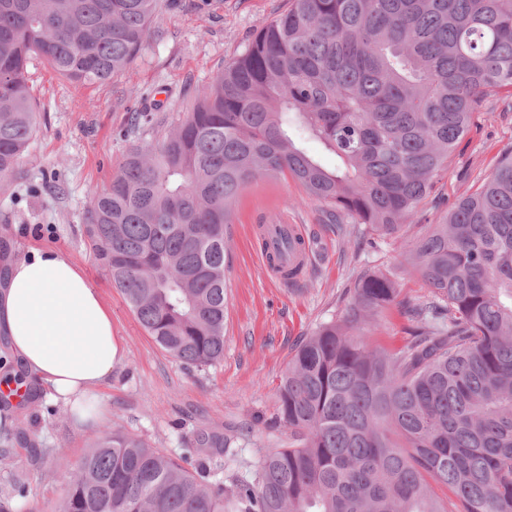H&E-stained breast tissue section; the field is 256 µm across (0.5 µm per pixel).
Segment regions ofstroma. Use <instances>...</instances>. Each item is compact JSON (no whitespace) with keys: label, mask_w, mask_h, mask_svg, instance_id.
<instances>
[{"label":"stroma","mask_w":512,"mask_h":512,"mask_svg":"<svg viewBox=\"0 0 512 512\" xmlns=\"http://www.w3.org/2000/svg\"><path fill=\"white\" fill-rule=\"evenodd\" d=\"M162 2L143 50L109 82H71L39 58L28 67L41 128L22 176L0 189V255L53 248L73 258L112 312L122 359L101 391L102 423L78 424L43 389L18 405L0 401V500H8L10 512H57L78 462L109 426L175 459L198 432L224 435L235 455H214V463L225 471L254 470L267 451L288 445L276 389L293 349L321 322L342 315L360 270L398 272L402 298L430 297L404 274V257L393 240L377 236L371 247L357 251L354 236L328 223L323 206L311 202L300 183L288 175H266L242 190L225 227L223 359L206 367L186 365L144 330L87 243L88 196L110 187L131 148L154 141V133H133L137 113L177 120L198 88L290 5ZM510 151L512 97L498 93L475 113L470 133L416 223H441L452 203ZM260 224L304 225L311 256L301 281L285 284L267 270L256 237ZM18 478L26 483L22 497L13 493Z\"/></svg>","instance_id":"stroma-1"}]
</instances>
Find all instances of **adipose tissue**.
Returning <instances> with one entry per match:
<instances>
[{"label":"adipose tissue","mask_w":512,"mask_h":512,"mask_svg":"<svg viewBox=\"0 0 512 512\" xmlns=\"http://www.w3.org/2000/svg\"><path fill=\"white\" fill-rule=\"evenodd\" d=\"M0 334L26 378L80 422H98L94 403L122 354L112 314L77 263L55 249L14 259L0 282Z\"/></svg>","instance_id":"1"}]
</instances>
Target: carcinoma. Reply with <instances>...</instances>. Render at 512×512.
Here are the masks:
<instances>
[{
    "label": "carcinoma",
    "instance_id": "carcinoma-1",
    "mask_svg": "<svg viewBox=\"0 0 512 512\" xmlns=\"http://www.w3.org/2000/svg\"><path fill=\"white\" fill-rule=\"evenodd\" d=\"M158 0H0V177L34 141L33 57L102 83L141 51ZM512 95V0H290L149 146L92 193L85 234L142 327L195 367L224 357V225L289 174L335 224L400 242L432 299L394 349L368 336L400 295L360 272L277 390L288 447L251 476L195 472L110 429L60 512H512V152L441 224L411 223L474 112ZM308 140L336 157L328 168ZM447 491L441 499L432 486Z\"/></svg>",
    "mask_w": 512,
    "mask_h": 512
}]
</instances>
